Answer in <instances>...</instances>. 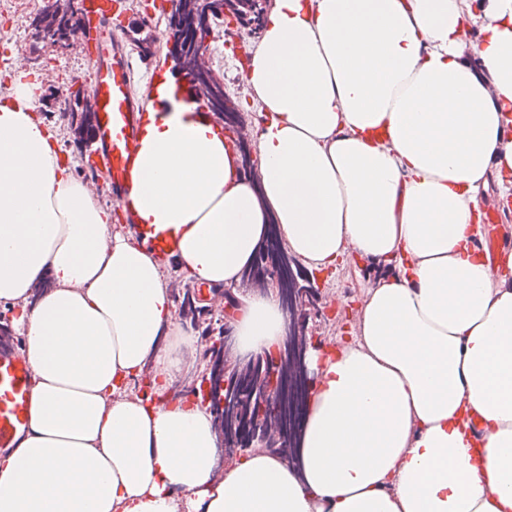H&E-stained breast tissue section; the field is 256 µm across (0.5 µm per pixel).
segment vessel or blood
<instances>
[{"mask_svg": "<svg viewBox=\"0 0 512 512\" xmlns=\"http://www.w3.org/2000/svg\"><path fill=\"white\" fill-rule=\"evenodd\" d=\"M93 11L103 40L90 60L89 75L96 86L97 118L94 142L95 158L105 160L112 172V205L132 225L140 241L162 259L174 247L172 229H160L138 221L131 193L142 139L152 118L168 115L174 104L194 103L188 86L167 85L164 78L153 77L154 105L145 108L130 93L129 62L120 51L117 28L106 0H94ZM483 221L488 229L485 246L489 253L512 248V237L504 233L497 209L487 210ZM35 376L26 362L23 343L18 339L0 340V452L16 448L29 427V409Z\"/></svg>", "mask_w": 512, "mask_h": 512, "instance_id": "b4317fda", "label": "vessel or blood"}]
</instances>
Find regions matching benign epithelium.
Returning a JSON list of instances; mask_svg holds the SVG:
<instances>
[{"instance_id": "benign-epithelium-1", "label": "benign epithelium", "mask_w": 512, "mask_h": 512, "mask_svg": "<svg viewBox=\"0 0 512 512\" xmlns=\"http://www.w3.org/2000/svg\"><path fill=\"white\" fill-rule=\"evenodd\" d=\"M164 10L167 24V59L183 80L197 93V100L208 111H239L236 102L226 96L217 104V85L222 80L214 73L208 58L209 21L214 14L236 25V15L224 7V0H206L203 11L191 20H182V0H167ZM86 0H43V6L31 19V29L43 50L31 56V63L43 67L50 59L45 51L68 50L79 29L85 27ZM45 106L60 112L64 122L77 126L81 115L94 119V94L82 85H50L43 96ZM241 122L229 123L225 131L237 135V143L246 167L253 164V151L248 139L240 135ZM260 252L272 257L274 264L260 266L251 278L241 282L246 290H261L271 284L276 288L285 322V332L277 349L269 354L236 359V336L230 327L218 345L224 353V370L212 369L201 376V390L215 412L217 424L231 455L257 448L270 438L284 440L294 446L300 433V413L310 390L307 368L306 316L311 305L309 296L316 293V279L303 267L290 261L276 233H271ZM265 361L271 371L254 375L258 362Z\"/></svg>"}]
</instances>
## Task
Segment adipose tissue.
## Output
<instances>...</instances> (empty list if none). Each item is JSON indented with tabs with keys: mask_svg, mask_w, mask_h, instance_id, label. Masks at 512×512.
<instances>
[{
	"mask_svg": "<svg viewBox=\"0 0 512 512\" xmlns=\"http://www.w3.org/2000/svg\"><path fill=\"white\" fill-rule=\"evenodd\" d=\"M248 54L258 176L179 103L134 190L193 283L232 292L246 354L284 332L273 294L239 290L270 227L308 267L378 268L351 336L308 354L294 455L221 461L208 406L170 400L185 360L162 339L194 331L157 257L61 164L19 62L0 96V304L24 308L36 384L0 512H512V252L476 247L487 192L512 196V0H272Z\"/></svg>",
	"mask_w": 512,
	"mask_h": 512,
	"instance_id": "adipose-tissue-1",
	"label": "adipose tissue"
}]
</instances>
